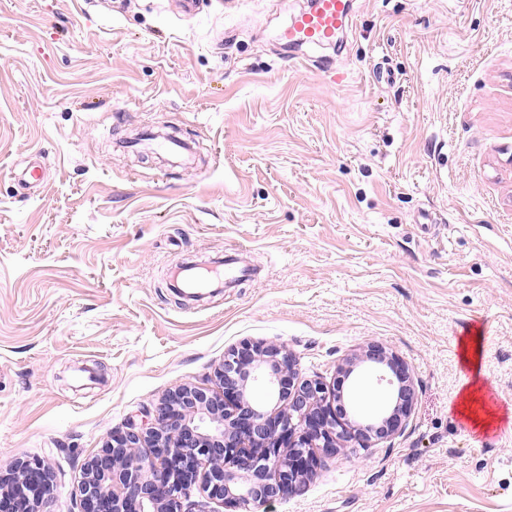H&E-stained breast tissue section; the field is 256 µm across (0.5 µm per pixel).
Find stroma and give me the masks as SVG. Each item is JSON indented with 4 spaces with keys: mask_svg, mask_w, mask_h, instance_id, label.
I'll use <instances>...</instances> for the list:
<instances>
[{
    "mask_svg": "<svg viewBox=\"0 0 512 512\" xmlns=\"http://www.w3.org/2000/svg\"><path fill=\"white\" fill-rule=\"evenodd\" d=\"M179 4L0 0V470L43 459L74 512L112 429L241 341L329 384L378 342L414 380L403 434L261 512H512V0H352L295 48L309 0ZM166 125L193 168L112 150ZM237 251L236 287L175 300L177 264ZM349 11L347 0H315L311 9L291 19L283 36L294 45L331 44L344 27ZM471 348L470 354H468L469 350L465 348L464 360L469 369L473 371L474 382L470 383L467 388L466 396L462 403L463 412L475 427L487 429L495 421H500L501 417L488 405L483 396L478 395L482 388L478 385L479 346L476 339H474V346Z\"/></svg>",
    "mask_w": 512,
    "mask_h": 512,
    "instance_id": "35a3bbf8",
    "label": "stroma"
}]
</instances>
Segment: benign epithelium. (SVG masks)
Masks as SVG:
<instances>
[{"label": "benign epithelium", "instance_id": "7a95c632", "mask_svg": "<svg viewBox=\"0 0 512 512\" xmlns=\"http://www.w3.org/2000/svg\"><path fill=\"white\" fill-rule=\"evenodd\" d=\"M370 369L393 389L392 407L357 415L343 388L300 375L285 346L243 341L215 368L212 386L184 384L112 430L82 466L78 512H233L302 491L321 460L355 446L373 448L405 429L415 385L405 364L370 342L344 359L346 381ZM263 383L277 399L268 411L246 398ZM56 475L39 458L0 473V512H49Z\"/></svg>", "mask_w": 512, "mask_h": 512}]
</instances>
